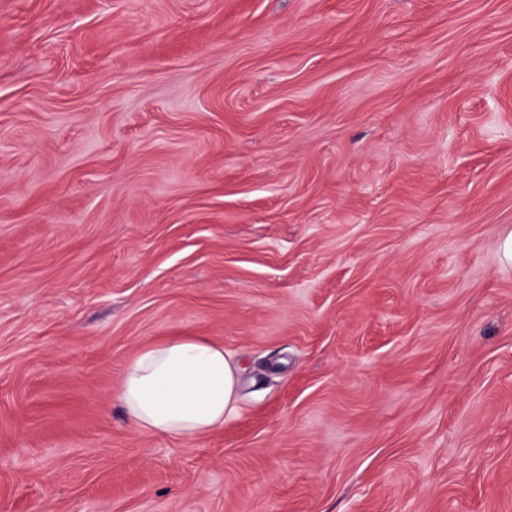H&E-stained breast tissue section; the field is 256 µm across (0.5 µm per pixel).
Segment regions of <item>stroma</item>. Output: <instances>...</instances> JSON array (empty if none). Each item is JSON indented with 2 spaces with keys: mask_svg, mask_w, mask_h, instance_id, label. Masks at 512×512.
Returning <instances> with one entry per match:
<instances>
[{
  "mask_svg": "<svg viewBox=\"0 0 512 512\" xmlns=\"http://www.w3.org/2000/svg\"><path fill=\"white\" fill-rule=\"evenodd\" d=\"M510 229L512 0H0V512H512ZM238 385L239 367L223 345L177 337L140 348L123 370L117 397L137 428L188 439L236 414Z\"/></svg>",
  "mask_w": 512,
  "mask_h": 512,
  "instance_id": "stroma-1",
  "label": "stroma"
}]
</instances>
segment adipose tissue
<instances>
[{
    "label": "adipose tissue",
    "instance_id": "adipose-tissue-1",
    "mask_svg": "<svg viewBox=\"0 0 512 512\" xmlns=\"http://www.w3.org/2000/svg\"><path fill=\"white\" fill-rule=\"evenodd\" d=\"M238 385L239 367L223 345L177 337L140 348L123 370L117 397L137 428L188 439L236 414Z\"/></svg>",
    "mask_w": 512,
    "mask_h": 512
}]
</instances>
